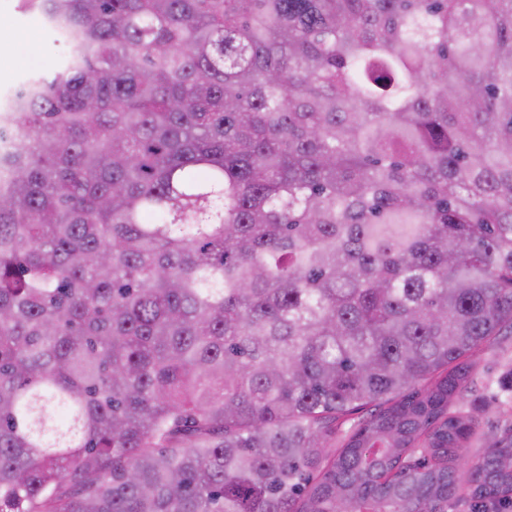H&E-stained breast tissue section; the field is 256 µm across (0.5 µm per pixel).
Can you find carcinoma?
Wrapping results in <instances>:
<instances>
[{
  "instance_id": "1",
  "label": "carcinoma",
  "mask_w": 512,
  "mask_h": 512,
  "mask_svg": "<svg viewBox=\"0 0 512 512\" xmlns=\"http://www.w3.org/2000/svg\"><path fill=\"white\" fill-rule=\"evenodd\" d=\"M0 512H471L512 335V0H18ZM362 415L332 450L340 420ZM55 38L35 14L20 10L17 0H0L2 95L13 91L27 78L50 73L58 66L63 46ZM512 369V336H495L475 367L472 383L461 405L483 406L480 433L512 424V390L508 383Z\"/></svg>"
}]
</instances>
